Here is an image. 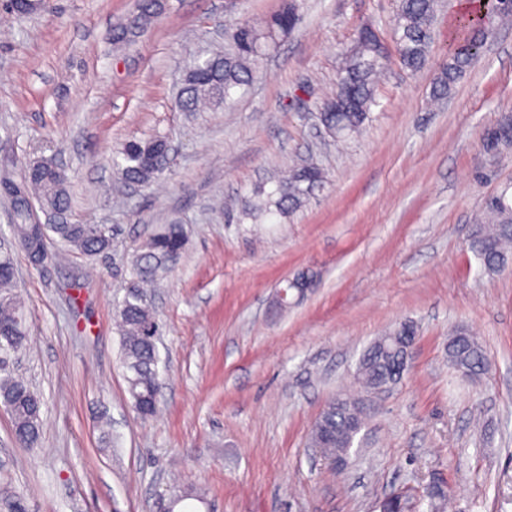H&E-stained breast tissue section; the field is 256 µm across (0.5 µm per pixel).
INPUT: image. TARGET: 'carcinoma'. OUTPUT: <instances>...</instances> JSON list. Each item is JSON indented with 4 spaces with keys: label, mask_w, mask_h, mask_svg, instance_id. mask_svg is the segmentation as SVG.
<instances>
[{
    "label": "carcinoma",
    "mask_w": 512,
    "mask_h": 512,
    "mask_svg": "<svg viewBox=\"0 0 512 512\" xmlns=\"http://www.w3.org/2000/svg\"><path fill=\"white\" fill-rule=\"evenodd\" d=\"M437 0H399L394 18L395 46L404 68L417 72L428 60L432 25ZM158 0H137L136 14L116 28L115 40L122 41L135 28L158 14ZM512 21V8L496 0H478L474 19L463 26L448 58L439 66L432 96L444 97L470 67L477 50L499 24ZM295 2L256 26L246 21L231 24L230 39L224 49L197 58L188 67L178 96L180 111L222 112L233 98L245 92L267 52L288 37L299 24ZM383 68L382 54L375 33L363 30L346 57L330 103L322 107L319 120L334 137L343 141L360 133L376 104L375 78ZM493 145L512 143V123L504 122L490 134ZM113 167L125 183L141 186L164 176L171 167V153L161 139L126 142L113 158ZM69 177L51 156L33 158L19 181L3 180L0 189L10 200L15 216L12 240L25 253L43 255L58 242L89 258H105L112 246L113 233L104 224H80L68 220ZM326 181L323 167L305 161L272 189L257 187L241 211V219L264 224L296 211L312 190ZM41 205L48 221L36 220L32 201ZM186 246L182 225L165 224L143 240L131 255V278L116 309L121 336V357L132 404L144 418L157 412L156 394L161 388L156 339L148 328L156 316L147 299V288L167 275L180 261ZM470 249L483 271L498 274L512 268V203L506 193L493 195L485 202L483 217L470 241ZM15 267L12 248L0 246V404L10 413L14 435L23 448H34L41 437L40 396L22 378L8 371L12 354L26 346L29 335L19 297L12 292ZM403 332L394 328L379 338L362 355L358 379L367 390L396 382L394 367L400 358ZM448 362L461 375H481L486 355L478 338L464 327L457 328L448 340ZM364 424L356 401L344 397L333 400L315 422L311 447L325 459H334Z\"/></svg>",
    "instance_id": "cac0c4a2"
}]
</instances>
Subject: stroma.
I'll return each instance as SVG.
<instances>
[{
	"instance_id": "35a3bbf8",
	"label": "stroma",
	"mask_w": 512,
	"mask_h": 512,
	"mask_svg": "<svg viewBox=\"0 0 512 512\" xmlns=\"http://www.w3.org/2000/svg\"><path fill=\"white\" fill-rule=\"evenodd\" d=\"M298 4L300 23L247 91L194 117L174 105L186 63L225 25L261 23L283 0H162L124 42L113 30L135 0L0 10L10 177L46 150L70 177V220L119 230L107 263L73 253L36 268L13 251L30 334L15 370L42 398V432L37 448L19 447L0 408V512H158L188 490L187 512H379L391 495L428 512L436 481L446 512H512V274L483 273L469 248L486 199H512V147L485 142L512 115V26L434 103L457 0H441L416 73L391 47L398 0ZM365 28L390 47L378 105L360 137L339 142L318 112ZM153 137L170 143L171 171L130 192L112 157ZM303 156L327 181L301 208L272 224L225 215V199L243 207ZM174 222L187 245L152 294L162 388L145 419L127 391L115 306L138 243ZM302 274L308 288L283 308L279 288ZM405 320L417 327L410 370L362 394L349 465L330 470L311 428L352 390L363 351ZM459 326L486 353L475 380L448 365Z\"/></svg>"
}]
</instances>
